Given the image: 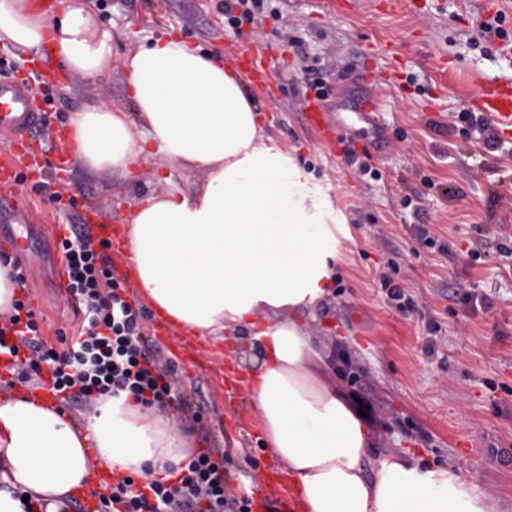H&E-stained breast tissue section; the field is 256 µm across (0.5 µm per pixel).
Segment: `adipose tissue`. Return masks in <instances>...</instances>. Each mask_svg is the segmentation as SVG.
Here are the masks:
<instances>
[{"label": "adipose tissue", "instance_id": "obj_1", "mask_svg": "<svg viewBox=\"0 0 512 512\" xmlns=\"http://www.w3.org/2000/svg\"><path fill=\"white\" fill-rule=\"evenodd\" d=\"M0 39L95 81L112 69V33L88 0L47 15L32 0H0ZM136 112L90 104L68 119L87 175H130L158 159L202 175L193 193L170 187L134 200L126 218L135 286L175 325L258 348L249 400L266 449L283 465L294 512H489L448 470L409 450L376 453V430L317 374L299 321L331 295L345 218L312 172L273 136L242 76L179 37L122 59ZM172 416L124 395L99 400L85 422L41 399L0 400V512L22 497L60 512L89 475L166 474L189 456Z\"/></svg>", "mask_w": 512, "mask_h": 512}]
</instances>
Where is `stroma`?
<instances>
[{
    "mask_svg": "<svg viewBox=\"0 0 512 512\" xmlns=\"http://www.w3.org/2000/svg\"><path fill=\"white\" fill-rule=\"evenodd\" d=\"M406 2L392 14L387 0H275L281 16L262 11L237 35L224 24L225 0H95L99 22L115 36L112 73L58 84L29 164L17 169L16 191L31 218L29 248L18 257L26 274L18 299L35 312L39 336L60 348L61 336H73L82 320L56 286L65 225L91 213L98 223H121L137 197L160 187L154 159L106 182L76 167L55 169V133L73 112L92 100L134 112L122 56L174 33L229 64L235 46L250 42L276 73L270 84L251 87L271 133L306 161L346 217L336 293L316 314L300 316L323 359L321 373L364 401L379 449H411L459 477L491 512H512V133L490 138L463 119L480 85L512 81V56L501 49L512 41V0L489 14L482 0ZM485 21L502 29L488 42L475 37ZM367 71L381 104L371 160L382 172L378 181L346 165L303 118L310 76L323 82L349 140L359 141L353 101ZM421 227L436 247L423 244ZM386 271L414 311L387 305L378 282ZM466 292L485 305L465 303ZM430 320L441 327L437 335L426 329ZM340 349L361 370L357 383L337 372ZM226 351V343L203 340L175 377L193 449H223L227 488L240 498L288 479L259 442V419L228 374Z\"/></svg>",
    "mask_w": 512,
    "mask_h": 512,
    "instance_id": "35a3bbf8",
    "label": "stroma"
}]
</instances>
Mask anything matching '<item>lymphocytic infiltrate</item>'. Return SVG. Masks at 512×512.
I'll return each instance as SVG.
<instances>
[{"instance_id": "lymphocytic-infiltrate-1", "label": "lymphocytic infiltrate", "mask_w": 512, "mask_h": 512, "mask_svg": "<svg viewBox=\"0 0 512 512\" xmlns=\"http://www.w3.org/2000/svg\"><path fill=\"white\" fill-rule=\"evenodd\" d=\"M67 289L84 316L64 356L35 341L25 365L48 364L53 392L68 401L128 393L143 406L171 398L173 368H162L147 355L138 312L120 292L106 251L108 240L93 241L84 231L61 240ZM105 507L123 512H228L220 451L208 448L191 458L178 478L166 482L143 466L139 477H123L101 496Z\"/></svg>"}]
</instances>
